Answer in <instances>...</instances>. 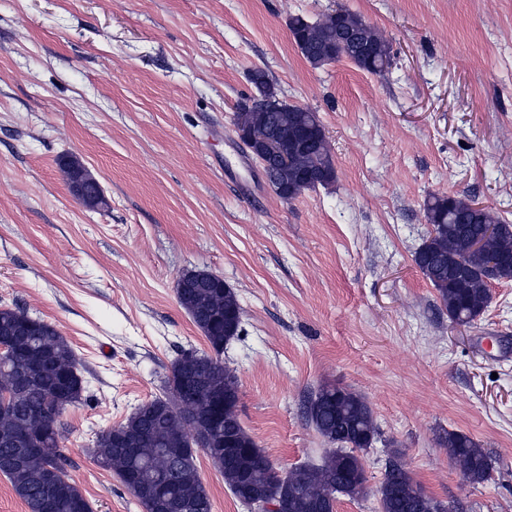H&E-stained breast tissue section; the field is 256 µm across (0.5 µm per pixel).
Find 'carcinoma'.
<instances>
[{
    "instance_id": "1",
    "label": "carcinoma",
    "mask_w": 512,
    "mask_h": 512,
    "mask_svg": "<svg viewBox=\"0 0 512 512\" xmlns=\"http://www.w3.org/2000/svg\"><path fill=\"white\" fill-rule=\"evenodd\" d=\"M288 30L315 69L344 58L381 75L392 62L391 47L378 30L346 8L315 21L292 16ZM250 81L255 94L234 105V125L254 146L264 145L288 158V164L273 165L269 172L274 187L288 188L281 198L292 200L331 185L335 167L319 114L283 101L262 69L252 70ZM424 214L431 230L415 264L437 291L449 320L469 325L489 307L490 284L512 279V224L459 194L430 195ZM176 296L209 350L182 352L165 377L163 395L139 405L121 423L135 439L136 455L104 432L96 437L91 453L98 465L119 477L135 470L145 483L161 489L157 498L142 503L145 512H179L184 503L195 506V512H212L196 455L175 443L193 428V421L178 407L189 397L198 412L209 411L213 384L239 397L235 372L214 365L213 358L222 357L224 346L239 335L242 308L232 289L209 278L185 280L176 287ZM20 322L35 326V335L16 358L35 367L21 383L12 366H0V397L10 395L0 411V473L28 512H71L70 504L85 496L65 474L57 417L82 399L83 381L75 352L52 326L20 308L0 306V335ZM307 417L332 448L319 464L287 470L286 480L277 486L272 485V462L242 427L235 407L225 410L222 433L211 437L203 452L233 495L249 507L259 508L266 497L275 495L282 512H335L340 498L367 496L360 453L379 435L369 402L346 388L326 384L311 397ZM227 436L244 450L232 461L220 446ZM441 445L465 482L479 485L489 480L492 460L470 436L450 431ZM417 489L402 454L393 452L377 489L380 512H449L442 501L417 495Z\"/></svg>"
}]
</instances>
